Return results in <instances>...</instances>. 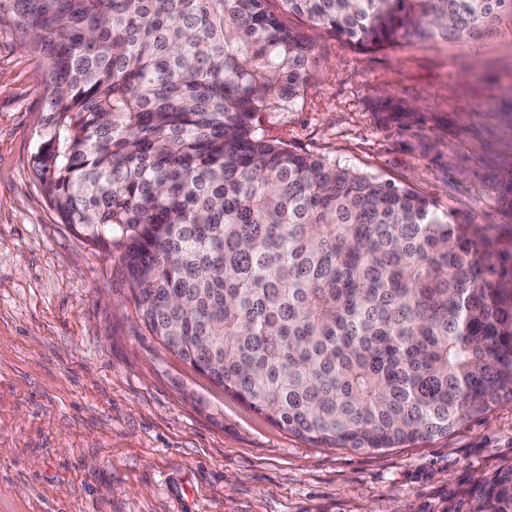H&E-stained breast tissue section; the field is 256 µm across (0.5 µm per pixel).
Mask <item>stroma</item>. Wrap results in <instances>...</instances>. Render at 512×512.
Wrapping results in <instances>:
<instances>
[{
  "label": "stroma",
  "instance_id": "obj_1",
  "mask_svg": "<svg viewBox=\"0 0 512 512\" xmlns=\"http://www.w3.org/2000/svg\"><path fill=\"white\" fill-rule=\"evenodd\" d=\"M314 46L265 138L428 199L512 251V35ZM44 69L0 30V512H469L512 463V399L442 438L356 452L289 433L149 336L116 249L59 223L31 158Z\"/></svg>",
  "mask_w": 512,
  "mask_h": 512
}]
</instances>
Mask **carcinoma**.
I'll use <instances>...</instances> for the list:
<instances>
[{
	"instance_id": "cac0c4a2",
	"label": "carcinoma",
	"mask_w": 512,
	"mask_h": 512,
	"mask_svg": "<svg viewBox=\"0 0 512 512\" xmlns=\"http://www.w3.org/2000/svg\"><path fill=\"white\" fill-rule=\"evenodd\" d=\"M265 0H0L46 70L32 170L120 260L143 325L318 446L448 435L512 398V252L424 197L262 137L313 46ZM362 49L512 31V0H284ZM469 512H512V463Z\"/></svg>"
}]
</instances>
